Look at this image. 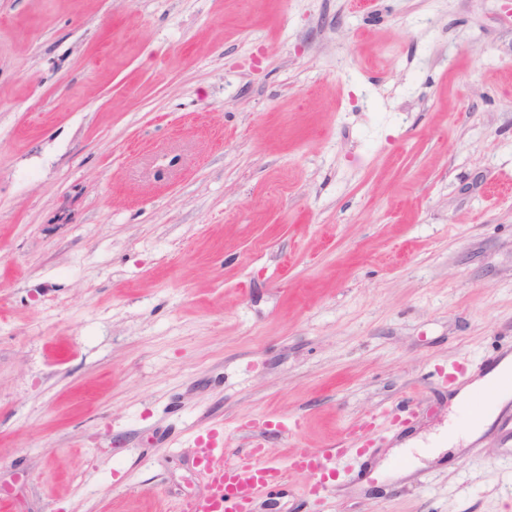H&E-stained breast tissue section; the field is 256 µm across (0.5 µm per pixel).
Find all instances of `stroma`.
<instances>
[{
	"label": "stroma",
	"mask_w": 512,
	"mask_h": 512,
	"mask_svg": "<svg viewBox=\"0 0 512 512\" xmlns=\"http://www.w3.org/2000/svg\"><path fill=\"white\" fill-rule=\"evenodd\" d=\"M512 355V0H0V512H512V402L402 478L452 367ZM198 463L210 473L208 492L187 504L186 512H252L257 495L273 490L285 479L286 470L261 460L255 448L232 464L224 463V448L216 436L196 438ZM367 448H296L289 460V467L306 470L319 477L312 488L313 495H319L330 482H336L343 469L340 463L353 455L364 456Z\"/></svg>",
	"instance_id": "1"
}]
</instances>
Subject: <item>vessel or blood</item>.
I'll use <instances>...</instances> for the list:
<instances>
[{
    "label": "vessel or blood",
    "instance_id": "1",
    "mask_svg": "<svg viewBox=\"0 0 512 512\" xmlns=\"http://www.w3.org/2000/svg\"><path fill=\"white\" fill-rule=\"evenodd\" d=\"M364 449L298 448L290 457L288 466L261 460L260 449H253L232 464L224 461V448L216 436L196 439L198 463L210 474L208 492L189 502L186 512H252L257 495L280 486L287 469L306 470L316 474L318 483L313 494H320L328 483L340 475L344 458L364 456Z\"/></svg>",
    "mask_w": 512,
    "mask_h": 512
}]
</instances>
